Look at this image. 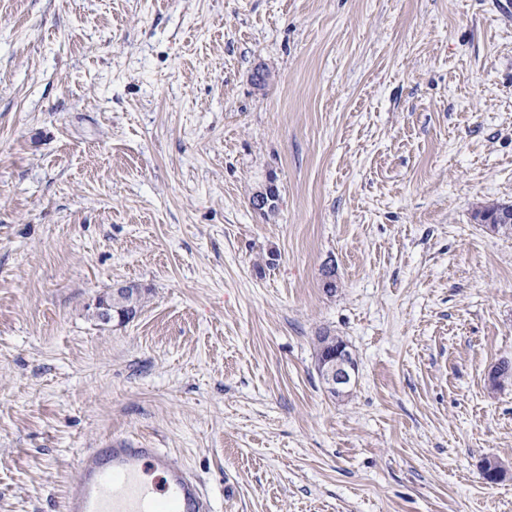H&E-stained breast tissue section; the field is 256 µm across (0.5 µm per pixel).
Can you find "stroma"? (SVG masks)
I'll return each instance as SVG.
<instances>
[{"mask_svg":"<svg viewBox=\"0 0 512 512\" xmlns=\"http://www.w3.org/2000/svg\"><path fill=\"white\" fill-rule=\"evenodd\" d=\"M480 202L512 204L492 0H0V512H59L113 438L216 512H512V236ZM149 289L142 288L141 286L137 285V292L133 294L127 304L115 302L112 299V289L108 296L99 295L95 299V306L98 308L99 312L102 314L103 319L106 322H111L112 318L115 317L118 318L120 315L122 316H128L130 306L132 310L137 312V309L139 310L145 300L146 295L149 293ZM320 368L322 381L327 383L330 390L340 393L350 384V363L348 362L347 350L344 347L336 352V357L321 362Z\"/></svg>","mask_w":512,"mask_h":512,"instance_id":"stroma-1","label":"stroma"}]
</instances>
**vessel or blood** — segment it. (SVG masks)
Returning a JSON list of instances; mask_svg holds the SVG:
<instances>
[{"instance_id": "1", "label": "vessel or blood", "mask_w": 512, "mask_h": 512, "mask_svg": "<svg viewBox=\"0 0 512 512\" xmlns=\"http://www.w3.org/2000/svg\"><path fill=\"white\" fill-rule=\"evenodd\" d=\"M61 512H215V507L166 450L114 439L77 459Z\"/></svg>"}]
</instances>
